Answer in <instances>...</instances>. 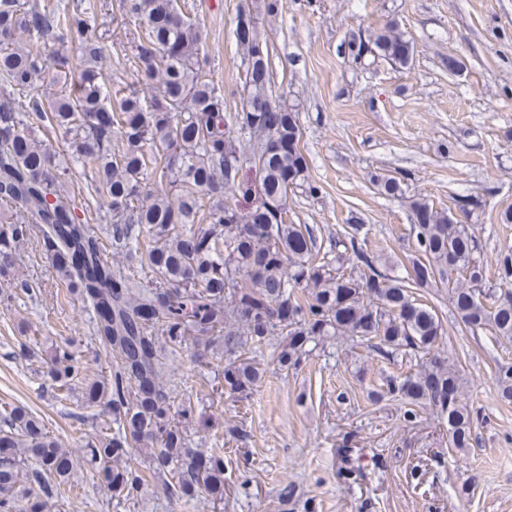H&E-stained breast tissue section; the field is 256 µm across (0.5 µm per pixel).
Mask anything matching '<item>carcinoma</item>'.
Instances as JSON below:
<instances>
[{
	"instance_id": "1",
	"label": "carcinoma",
	"mask_w": 512,
	"mask_h": 512,
	"mask_svg": "<svg viewBox=\"0 0 512 512\" xmlns=\"http://www.w3.org/2000/svg\"><path fill=\"white\" fill-rule=\"evenodd\" d=\"M121 7L141 29L131 65L142 88L114 92L100 68L107 47L96 34L95 0L75 13L66 0H0V201L31 216L0 230V275L15 269L20 245L39 231L66 292L90 304L96 338L116 359L110 377L93 380L67 350H53L45 374L68 392L83 385L87 406L112 414V432L96 433L82 455L41 418L12 410L0 429V512H51L73 491L70 478L87 455L111 495L125 500L138 497L148 473L163 478L175 504L223 486L224 457L187 446L164 382L190 338L224 347V393L241 400L261 382L256 358L277 336L282 370L338 336L385 359H419L417 370L390 379L371 401L400 398L407 422L433 407L447 421L448 446L466 447L472 410L462 403L456 366L439 354L442 322L418 290L445 285L466 327L512 340V258L498 269L508 289L485 287L474 235L427 201L412 205L415 254L405 278L379 270L359 225L345 234L351 254L321 250L307 225L286 219L289 190L308 183L297 111L284 100L281 111H263L274 94L260 16H273L277 0H261L249 14V37L236 39L245 72L234 112L203 74L206 31L177 0H121ZM53 41L74 47L78 82H68V57L50 49ZM348 49L356 60L396 68L414 55L393 27ZM40 84L61 91L41 95ZM20 92L27 101L15 98ZM35 124L71 136L72 160L94 172V191L112 215V248L126 262H108L87 219L61 196L67 167L32 136ZM149 167L151 189L143 182ZM496 382L511 403L512 367L499 369ZM181 384L178 416L187 422L196 381ZM133 448L145 449L148 471L131 465Z\"/></svg>"
}]
</instances>
